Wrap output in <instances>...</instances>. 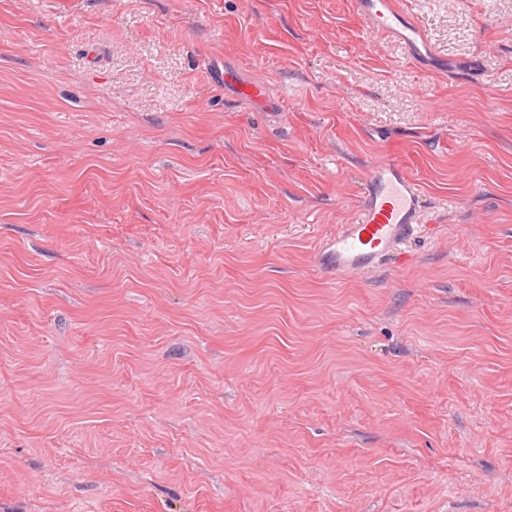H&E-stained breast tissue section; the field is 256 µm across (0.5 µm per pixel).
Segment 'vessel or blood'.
<instances>
[{
	"mask_svg": "<svg viewBox=\"0 0 512 512\" xmlns=\"http://www.w3.org/2000/svg\"><path fill=\"white\" fill-rule=\"evenodd\" d=\"M359 10L374 31L397 36L417 62L433 61L423 27L397 10L392 0H359ZM421 200L420 189L400 164L376 169L355 223L326 239L319 253L320 266L350 275L378 269L387 260L403 256L406 244L424 232L417 222Z\"/></svg>",
	"mask_w": 512,
	"mask_h": 512,
	"instance_id": "b4317fda",
	"label": "vessel or blood"
}]
</instances>
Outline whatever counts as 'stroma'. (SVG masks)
Masks as SVG:
<instances>
[{
    "instance_id": "35a3bbf8",
    "label": "stroma",
    "mask_w": 512,
    "mask_h": 512,
    "mask_svg": "<svg viewBox=\"0 0 512 512\" xmlns=\"http://www.w3.org/2000/svg\"><path fill=\"white\" fill-rule=\"evenodd\" d=\"M394 2L437 68L357 0H0V512H512V0ZM393 161L413 263L320 270Z\"/></svg>"
}]
</instances>
